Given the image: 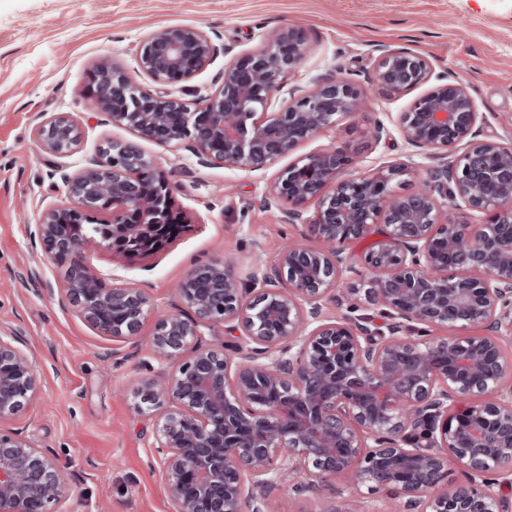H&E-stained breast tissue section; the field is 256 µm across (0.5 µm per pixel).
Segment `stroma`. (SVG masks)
Here are the masks:
<instances>
[{
  "label": "stroma",
  "mask_w": 512,
  "mask_h": 512,
  "mask_svg": "<svg viewBox=\"0 0 512 512\" xmlns=\"http://www.w3.org/2000/svg\"><path fill=\"white\" fill-rule=\"evenodd\" d=\"M176 25L201 28L221 49L189 80L166 85L192 106L204 105L218 88L225 64L288 27L305 35L308 52L285 75L273 107L289 102L291 89L333 73L370 87L379 58L407 50L426 57L434 75L467 88L480 114L479 137L512 140V0H0V331L22 336L40 387L0 428L49 449L63 468L68 486L56 512H176L152 446L154 420L134 406V389L155 374L147 336H103L73 313L62 293L65 266L31 238L42 211L64 200L62 173L84 166L106 142L136 141L88 100L94 62L111 57L144 90L154 89L138 70V44ZM415 97L371 95L337 129L259 169L201 164L186 142L138 141L191 222L152 254L125 256L93 245L88 263L104 285L146 290L156 313H181L174 289L197 264L221 261L242 276L254 264H272L286 240L319 245L308 225L287 223L279 207L267 204L270 182L293 156L339 148L368 169L407 163L412 175L400 191L410 192L418 174L437 164L399 131L398 115ZM59 112L81 129L78 150L63 159L34 136ZM380 125L385 132L377 142L370 132ZM293 483L285 478L276 492L275 512H352L344 477L319 480L302 494Z\"/></svg>",
  "instance_id": "1"
}]
</instances>
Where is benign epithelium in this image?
<instances>
[{
  "mask_svg": "<svg viewBox=\"0 0 512 512\" xmlns=\"http://www.w3.org/2000/svg\"><path fill=\"white\" fill-rule=\"evenodd\" d=\"M306 53L285 28L270 43L224 66V80L200 108L136 84L119 65L96 63L93 107L136 137L160 146L191 142L199 161L262 168L359 111L368 89L344 76L318 80L299 98L268 111L283 78ZM219 54L195 26L148 33L138 71L157 84L189 79ZM429 62L391 50L372 88L404 93L427 83ZM479 112L465 87L442 82L398 117L404 141L443 163L419 187L396 194L404 163L346 171L336 149L298 157L267 190L291 224L311 223L330 247L285 242L271 266L241 278L224 263L200 265L176 288L192 311L154 324L150 349L159 376L134 391L135 407L155 415V448L176 512H268L285 473L343 475L356 496L392 503L389 512H512V142L480 139ZM35 138L48 153L72 155L77 121L56 113ZM66 202L41 214L34 242L69 263L63 292L94 329L140 335L151 297L133 284L101 287L85 256L86 237L60 225L101 222L94 242L126 255L149 254L168 238L176 212L165 175L132 143L110 142L90 164L62 177ZM316 205L313 221L304 218ZM486 215L463 232L448 207ZM369 234L378 247L356 266L340 245ZM351 310L372 306L390 320L373 329L366 314L336 318L323 302L340 284ZM119 310V321L102 320ZM484 326L490 336L469 332ZM217 327L237 333L236 355L204 340ZM453 336L435 339L429 328ZM39 389L21 337L0 333V422L22 412ZM451 467L465 482L437 487ZM65 475L54 457L0 429V512H54Z\"/></svg>",
  "mask_w": 512,
  "mask_h": 512,
  "instance_id": "benign-epithelium-1",
  "label": "benign epithelium"
}]
</instances>
